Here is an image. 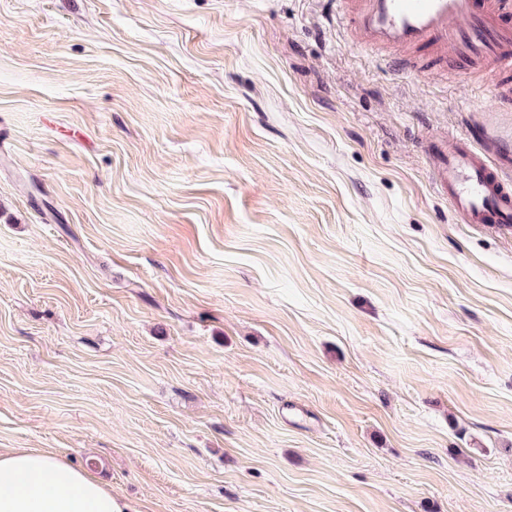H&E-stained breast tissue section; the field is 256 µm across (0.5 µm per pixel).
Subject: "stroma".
<instances>
[{
	"label": "stroma",
	"mask_w": 512,
	"mask_h": 512,
	"mask_svg": "<svg viewBox=\"0 0 512 512\" xmlns=\"http://www.w3.org/2000/svg\"><path fill=\"white\" fill-rule=\"evenodd\" d=\"M330 0H0V448L137 512H512V233ZM440 186L464 224H495L512 230V193L494 174L488 157L479 158L464 148H438Z\"/></svg>",
	"instance_id": "stroma-1"
}]
</instances>
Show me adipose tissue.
<instances>
[{
	"instance_id": "ef3b65f1",
	"label": "adipose tissue",
	"mask_w": 512,
	"mask_h": 512,
	"mask_svg": "<svg viewBox=\"0 0 512 512\" xmlns=\"http://www.w3.org/2000/svg\"><path fill=\"white\" fill-rule=\"evenodd\" d=\"M110 484L55 451L0 449V512H128Z\"/></svg>"
}]
</instances>
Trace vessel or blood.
Instances as JSON below:
<instances>
[{
	"label": "vessel or blood",
	"instance_id": "obj_1",
	"mask_svg": "<svg viewBox=\"0 0 512 512\" xmlns=\"http://www.w3.org/2000/svg\"><path fill=\"white\" fill-rule=\"evenodd\" d=\"M358 40L395 48L399 68L497 70L512 80V0H336ZM439 182L466 224L512 230V192L489 158L440 147Z\"/></svg>",
	"mask_w": 512,
	"mask_h": 512
}]
</instances>
